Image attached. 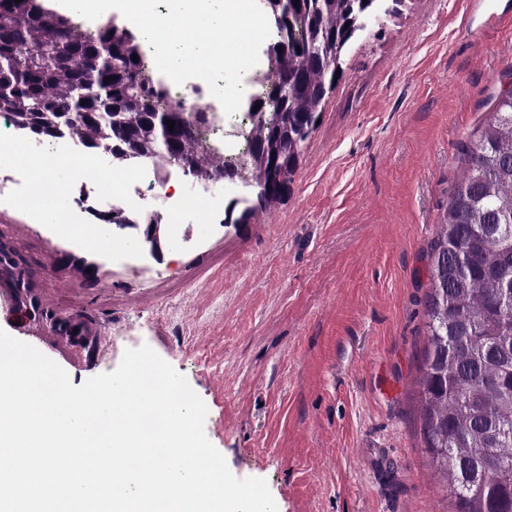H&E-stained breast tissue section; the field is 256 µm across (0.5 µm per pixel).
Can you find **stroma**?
I'll use <instances>...</instances> for the list:
<instances>
[{
    "mask_svg": "<svg viewBox=\"0 0 512 512\" xmlns=\"http://www.w3.org/2000/svg\"><path fill=\"white\" fill-rule=\"evenodd\" d=\"M404 0L343 58L282 200L247 223L114 258L111 227L32 220L0 178V329L73 386L150 346L207 407L205 434L278 512H457L424 447L430 244L462 147L512 88V0ZM500 17L490 25V14Z\"/></svg>",
    "mask_w": 512,
    "mask_h": 512,
    "instance_id": "obj_1",
    "label": "stroma"
}]
</instances>
